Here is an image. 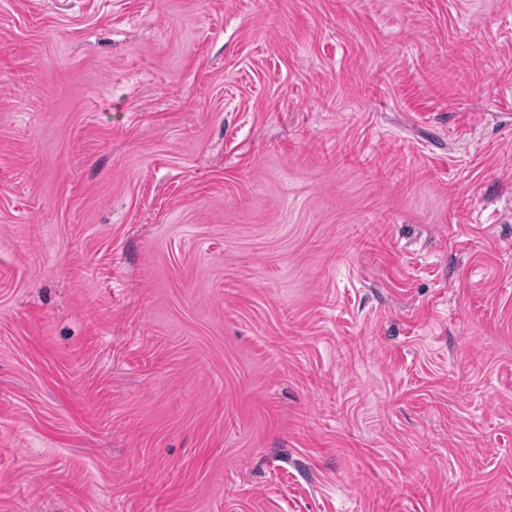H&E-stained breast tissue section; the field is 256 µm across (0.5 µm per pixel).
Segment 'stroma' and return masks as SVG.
<instances>
[{
	"instance_id": "stroma-1",
	"label": "stroma",
	"mask_w": 512,
	"mask_h": 512,
	"mask_svg": "<svg viewBox=\"0 0 512 512\" xmlns=\"http://www.w3.org/2000/svg\"><path fill=\"white\" fill-rule=\"evenodd\" d=\"M0 512H512V0H0Z\"/></svg>"
}]
</instances>
